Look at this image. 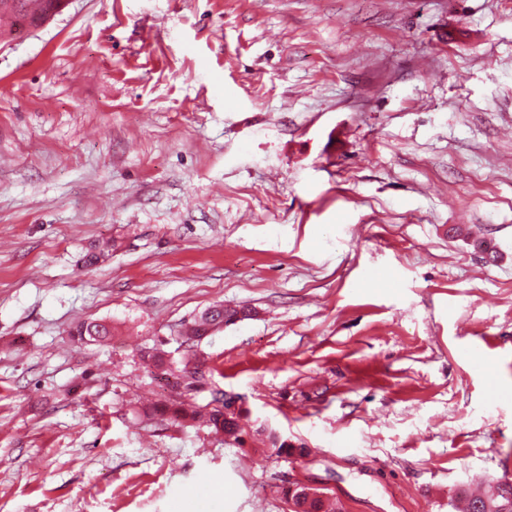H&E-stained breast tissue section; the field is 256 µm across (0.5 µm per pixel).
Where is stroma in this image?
I'll list each match as a JSON object with an SVG mask.
<instances>
[{"label": "stroma", "instance_id": "obj_1", "mask_svg": "<svg viewBox=\"0 0 512 512\" xmlns=\"http://www.w3.org/2000/svg\"><path fill=\"white\" fill-rule=\"evenodd\" d=\"M215 303L251 311L201 344L239 447L129 413ZM504 478L512 0H66L0 38V512H453ZM70 335L79 344L107 342L112 339V326L99 321L83 322L73 327ZM300 487L309 488L304 485L296 484L292 488L294 491L291 495L288 491V495L290 496L291 508L292 512H322L323 510V500L320 496V493H304L303 495L299 494L300 490H304L303 488L298 489ZM297 489V490H296Z\"/></svg>", "mask_w": 512, "mask_h": 512}]
</instances>
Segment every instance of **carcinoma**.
I'll list each match as a JSON object with an SVG mask.
<instances>
[{
	"label": "carcinoma",
	"mask_w": 512,
	"mask_h": 512,
	"mask_svg": "<svg viewBox=\"0 0 512 512\" xmlns=\"http://www.w3.org/2000/svg\"><path fill=\"white\" fill-rule=\"evenodd\" d=\"M48 0H19L20 9L0 7V18L7 17L12 25H17L21 18H38L47 8ZM246 316V312L226 308L222 304L204 310L199 317L178 331L180 347L184 359L180 361L183 368H172V359L168 352L154 347L143 356L145 368L152 375H162L172 380L171 391L181 398L178 403L157 402L149 407L139 408L133 414L149 421L158 417L179 426L205 427L215 435L224 436V441L240 444L241 428L237 413L225 411L223 391L211 386L210 370L205 363L196 360V351L202 341L211 332ZM74 341L79 344L107 342L112 339V326L99 321L83 322L71 331ZM292 512H322L323 500L320 494L293 492L290 495Z\"/></svg>",
	"instance_id": "obj_1"
}]
</instances>
